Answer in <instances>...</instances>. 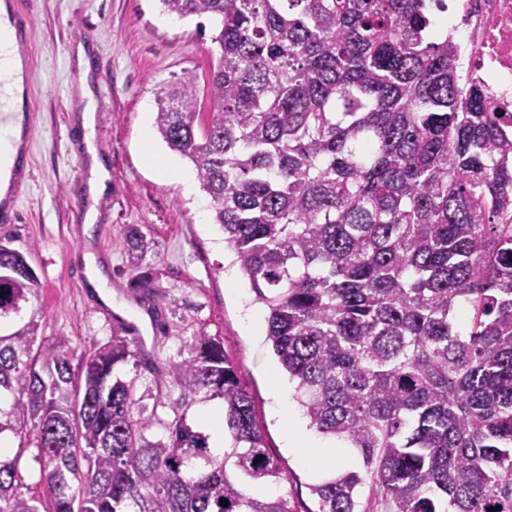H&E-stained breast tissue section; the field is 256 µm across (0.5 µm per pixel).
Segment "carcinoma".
<instances>
[{"instance_id":"carcinoma-1","label":"carcinoma","mask_w":512,"mask_h":512,"mask_svg":"<svg viewBox=\"0 0 512 512\" xmlns=\"http://www.w3.org/2000/svg\"><path fill=\"white\" fill-rule=\"evenodd\" d=\"M159 2L210 16L219 58L206 118L179 80L156 128L267 308L309 427L363 464L312 486L318 512H358L368 479L394 512H512V112L464 82L429 0ZM125 243L150 247L135 224ZM38 288L0 243V320ZM187 347L154 381L177 405L154 434L136 394L156 366L125 329L76 365L32 319L0 334V434L33 436L45 487L25 495L21 453L0 454V512H290L242 482L282 471L224 342ZM199 396L224 403L221 461L182 410Z\"/></svg>"}]
</instances>
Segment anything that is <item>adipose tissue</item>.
I'll list each match as a JSON object with an SVG mask.
<instances>
[{
    "label": "adipose tissue",
    "instance_id": "obj_1",
    "mask_svg": "<svg viewBox=\"0 0 512 512\" xmlns=\"http://www.w3.org/2000/svg\"><path fill=\"white\" fill-rule=\"evenodd\" d=\"M0 74L6 75L7 83L0 90L4 91L9 114V138L0 139V198L6 197L13 176L15 159L21 141L23 126L22 107L24 102V54L18 39L16 27L11 17V11L5 0H0ZM80 99L83 104L80 120L86 132L84 140L90 156L88 187L93 201L92 207L86 212V223H95L99 212L96 201L105 194L110 179L104 159H102L93 143L92 133L95 126L96 103L90 84H82ZM285 445L300 454L309 456L310 452H318L325 463L346 468L352 460L345 450L338 446L326 445L320 442L308 429L306 423L295 414L288 417V430L285 434Z\"/></svg>",
    "mask_w": 512,
    "mask_h": 512
}]
</instances>
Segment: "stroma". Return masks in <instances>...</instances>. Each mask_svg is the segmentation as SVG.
I'll use <instances>...</instances> for the list:
<instances>
[{
  "instance_id": "1",
  "label": "stroma",
  "mask_w": 512,
  "mask_h": 512,
  "mask_svg": "<svg viewBox=\"0 0 512 512\" xmlns=\"http://www.w3.org/2000/svg\"><path fill=\"white\" fill-rule=\"evenodd\" d=\"M16 18L32 21L23 45L34 109L26 115L33 165L15 185L18 218L0 224V242L27 253L40 288L21 317L0 323L11 332L35 319L46 341L67 340L76 352L108 341L116 327L111 311L138 321L144 349L159 369L177 359L191 336L219 337L255 406L265 446L283 474L267 494L287 499L291 512H316L311 493L322 474L284 446L287 421L279 410H297L294 399L276 401L272 377L282 367L265 341L266 310L254 300L233 263L219 225L199 219L203 192L184 195L181 185L158 174L145 156L171 157L153 113L144 111L181 77L194 78L201 111L216 64L209 16L179 20L159 0H12ZM92 47L98 100L95 138L108 162L110 187L95 224L85 222L86 170L75 105L81 72L72 55ZM138 225L151 243L141 267L149 292L130 290L126 225ZM99 255L107 272L112 309L104 311L92 282H79L86 253Z\"/></svg>"
}]
</instances>
